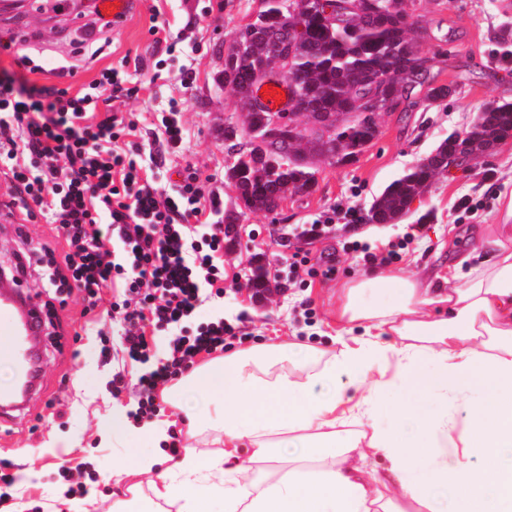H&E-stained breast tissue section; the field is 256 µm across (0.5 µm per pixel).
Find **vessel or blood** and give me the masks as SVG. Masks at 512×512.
<instances>
[{
	"instance_id": "1",
	"label": "vessel or blood",
	"mask_w": 512,
	"mask_h": 512,
	"mask_svg": "<svg viewBox=\"0 0 512 512\" xmlns=\"http://www.w3.org/2000/svg\"><path fill=\"white\" fill-rule=\"evenodd\" d=\"M141 0H115L107 5L106 0H91V12L104 19L121 23ZM8 280L0 279V359L11 361L19 376L28 385H36L38 354L32 344L41 316L36 306L25 302L9 289Z\"/></svg>"
}]
</instances>
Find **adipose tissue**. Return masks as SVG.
<instances>
[{
  "instance_id": "ef3b65f1",
  "label": "adipose tissue",
  "mask_w": 512,
  "mask_h": 512,
  "mask_svg": "<svg viewBox=\"0 0 512 512\" xmlns=\"http://www.w3.org/2000/svg\"><path fill=\"white\" fill-rule=\"evenodd\" d=\"M488 266L461 257L448 266L445 292L381 271L347 286L336 308V352L311 351V368L283 369L286 343L240 349L194 367L165 391L181 409V391L206 393L205 415L188 417L224 428L222 455L186 449L163 475L157 498L178 512H212L202 489L217 483L224 512H440L435 493L456 498L454 512H512V465L499 452L512 447V247L481 239ZM362 325L359 337L347 334ZM389 387L410 398L453 393L452 418L417 419L405 440L407 416L380 425ZM302 443L298 464L273 479L243 481L249 463L274 462L282 448ZM249 444L248 464L236 463ZM386 458L400 488L350 466L360 447Z\"/></svg>"
}]
</instances>
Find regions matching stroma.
Returning a JSON list of instances; mask_svg holds the SVG:
<instances>
[{
    "label": "stroma",
    "instance_id": "stroma-1",
    "mask_svg": "<svg viewBox=\"0 0 512 512\" xmlns=\"http://www.w3.org/2000/svg\"><path fill=\"white\" fill-rule=\"evenodd\" d=\"M44 0H29L22 13L0 18V77L31 84H54L78 92L106 66L128 59L131 78L140 90L126 101L130 112H168L177 106L187 135L166 162L169 179L191 165L207 177L208 191L219 195L224 213L237 215L241 230L224 255V296L206 301L194 323L224 314L227 323L251 333V345L290 341L296 355L289 368L307 367L308 347L335 348L331 317L344 285L366 277L372 264L345 253L346 239L376 247L403 243L392 269L423 282L447 274L451 246L478 250L483 236L499 235L500 215L512 199V138L498 144L490 158L476 159L464 175L440 174L393 224L347 225L348 209L366 213L373 199L393 180L430 155L449 134L466 132L492 103L512 101V0H404L403 7L422 27L419 50L428 57L432 84L450 87V95L433 100L427 87L402 97L397 109L383 114L378 137L350 164L316 162L317 184L304 194H287L272 212L242 208L230 177L235 146L227 127H242L245 114L235 93L224 83L226 49L238 30L260 10L261 0H143L126 22L101 31L83 0L65 18L46 14ZM176 37L166 51L151 33L153 14ZM41 65L28 72L21 56ZM76 62L73 75L56 77L55 68ZM192 71L183 88L181 69ZM327 220L325 235L301 237L303 225ZM49 245L63 251L54 225L37 223L18 229L0 224V267L14 269L29 247ZM335 260L329 279H311L308 287L293 284L294 252ZM263 264L273 287L262 301H252L246 284L256 264ZM20 291L45 312L40 347L42 378L26 407L0 424V458L30 472L25 484L9 490L5 512H112L113 495L136 484L138 475L124 467L127 449L139 440L128 413L137 399L132 383L143 365L118 361L103 365L100 342L81 293L65 306H54L40 281L24 277ZM123 372L127 390L112 396V375ZM112 431L113 442L100 438ZM83 492L68 498L69 483Z\"/></svg>",
    "mask_w": 512,
    "mask_h": 512
}]
</instances>
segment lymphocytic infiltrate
<instances>
[{
	"instance_id": "lymphocytic-infiltrate-1",
	"label": "lymphocytic infiltrate",
	"mask_w": 512,
	"mask_h": 512,
	"mask_svg": "<svg viewBox=\"0 0 512 512\" xmlns=\"http://www.w3.org/2000/svg\"><path fill=\"white\" fill-rule=\"evenodd\" d=\"M127 67L123 60L102 68L74 94L0 78V172L10 214L24 223L43 217L62 232L64 253L47 248L39 258L44 278L57 293L80 292L88 308L122 320L120 349L130 363L149 362V331L168 333V358L134 385L140 422L163 411L160 389L200 354L224 352L238 333L221 319L190 323L203 302L224 295L229 241L212 220L218 197L197 171L184 169L170 188L147 172L180 147L185 127L162 117L146 145L136 139V113L99 108L102 99L134 95ZM108 288L117 295L107 303Z\"/></svg>"
}]
</instances>
